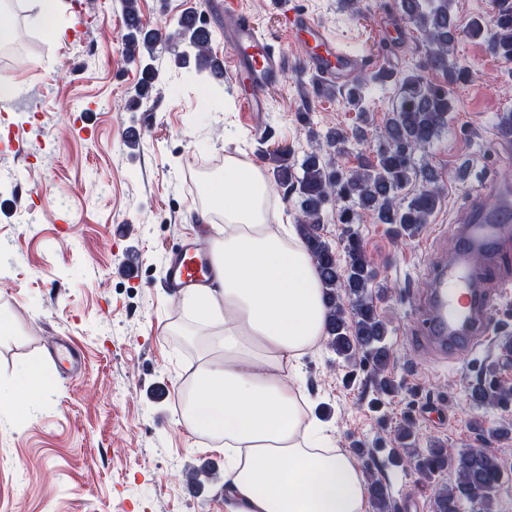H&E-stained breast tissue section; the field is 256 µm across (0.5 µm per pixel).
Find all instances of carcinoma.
<instances>
[{"label": "carcinoma", "mask_w": 512, "mask_h": 512, "mask_svg": "<svg viewBox=\"0 0 512 512\" xmlns=\"http://www.w3.org/2000/svg\"><path fill=\"white\" fill-rule=\"evenodd\" d=\"M408 2L410 7L405 9V15L425 44L424 64L402 74L380 69L360 75L341 89L346 106L365 114L368 97L375 89L390 83L398 87L399 101L386 120L376 163L349 170L326 157L324 148L334 150L343 140L337 130L327 137L326 145L312 148L299 164L289 147L265 151L278 184L298 198L297 230L325 288L328 345L349 364L358 358L371 364L376 392L388 395L397 386L388 375L392 348L387 325L372 294L376 272L357 235L347 236L346 263L342 265L319 229L328 206L338 208L339 223H357L359 213L341 205L344 200L355 198L375 223L391 225V232L398 238H411L428 223L441 203L443 188L438 175L427 162H417L415 155L448 128V114L452 111L448 88L463 79L468 70L449 59L454 43L449 30L453 20L451 0ZM124 17L128 30L126 52L130 58L153 59L154 47L163 39L184 43L188 50L177 55L178 66L185 67L192 61L198 71L223 79L212 65L216 58L212 37L190 13H183L174 25L166 19L159 27L147 30L141 21L138 0H124ZM466 32L481 39L490 56L512 61V0H494L490 21L473 19ZM427 70L442 73L444 83L428 80ZM156 80V70L146 64L138 96H148ZM488 374L492 379H480L471 385V401L481 407L507 406L512 402V386L493 378L494 369H489ZM393 463L401 467L410 465L428 478L455 469V484L437 490L433 512H462L465 501L474 512H491L494 494L504 478V468L496 455L471 450L456 455L440 440L429 441L428 448L408 458L395 454ZM372 492L376 512H392L386 487L376 481L372 483Z\"/></svg>", "instance_id": "cac0c4a2"}]
</instances>
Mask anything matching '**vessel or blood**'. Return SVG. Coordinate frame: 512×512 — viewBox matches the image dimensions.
Returning <instances> with one entry per match:
<instances>
[{
	"mask_svg": "<svg viewBox=\"0 0 512 512\" xmlns=\"http://www.w3.org/2000/svg\"><path fill=\"white\" fill-rule=\"evenodd\" d=\"M287 15L289 34H304L313 47L305 58L306 68L327 86H342L364 67L359 55L345 51L295 0H276ZM224 44L232 53V67L244 87L242 109L262 112L266 102L261 92L283 76V61L271 48L268 37L260 34L244 12L225 9ZM484 192L498 200L496 208L469 204L454 227L460 249L429 265L425 272L427 295L419 311L422 340L439 355L463 361L478 353L490 340L492 314L497 299L512 287V279L502 276L497 263L474 265L473 251H507L512 247V185L488 181ZM212 259L193 244H185L169 260L167 285L187 292L204 283Z\"/></svg>",
	"mask_w": 512,
	"mask_h": 512,
	"instance_id": "b4317fda",
	"label": "vessel or blood"
}]
</instances>
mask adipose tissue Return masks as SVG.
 <instances>
[{
    "instance_id": "adipose-tissue-1",
    "label": "adipose tissue",
    "mask_w": 512,
    "mask_h": 512,
    "mask_svg": "<svg viewBox=\"0 0 512 512\" xmlns=\"http://www.w3.org/2000/svg\"><path fill=\"white\" fill-rule=\"evenodd\" d=\"M195 220L223 219L215 276L192 291L181 335L198 362L180 418L224 451L225 512H374L354 456L312 418L300 359L326 335L323 285L302 241L277 223L264 171L228 156L201 187Z\"/></svg>"
}]
</instances>
